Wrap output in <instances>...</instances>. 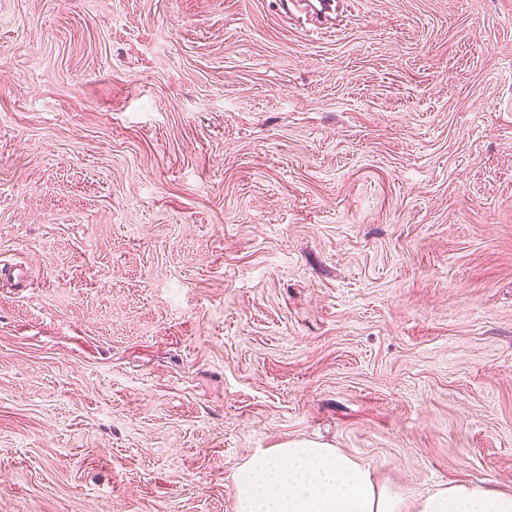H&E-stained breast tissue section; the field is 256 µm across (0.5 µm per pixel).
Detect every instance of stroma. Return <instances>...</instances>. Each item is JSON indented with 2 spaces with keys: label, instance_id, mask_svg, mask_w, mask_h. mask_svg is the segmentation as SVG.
Masks as SVG:
<instances>
[{
  "label": "stroma",
  "instance_id": "stroma-1",
  "mask_svg": "<svg viewBox=\"0 0 512 512\" xmlns=\"http://www.w3.org/2000/svg\"><path fill=\"white\" fill-rule=\"evenodd\" d=\"M283 2L0 0V512L512 490V0ZM343 0H297V6L316 19L318 26L329 25L338 7L344 5ZM236 512H512V491L455 481L409 496L369 465L318 442H289L239 467Z\"/></svg>",
  "mask_w": 512,
  "mask_h": 512
}]
</instances>
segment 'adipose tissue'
<instances>
[{
	"mask_svg": "<svg viewBox=\"0 0 512 512\" xmlns=\"http://www.w3.org/2000/svg\"><path fill=\"white\" fill-rule=\"evenodd\" d=\"M236 512H512V491L455 481L409 496L369 465L318 442L255 453L236 477Z\"/></svg>",
	"mask_w": 512,
	"mask_h": 512,
	"instance_id": "adipose-tissue-1",
	"label": "adipose tissue"
}]
</instances>
